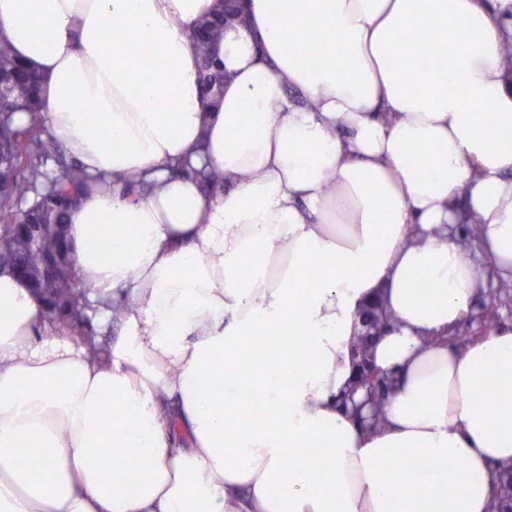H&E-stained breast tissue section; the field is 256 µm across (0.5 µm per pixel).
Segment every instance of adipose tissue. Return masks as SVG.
Wrapping results in <instances>:
<instances>
[{
    "label": "adipose tissue",
    "mask_w": 512,
    "mask_h": 512,
    "mask_svg": "<svg viewBox=\"0 0 512 512\" xmlns=\"http://www.w3.org/2000/svg\"><path fill=\"white\" fill-rule=\"evenodd\" d=\"M217 2L0 0L96 180L67 228L115 332L90 362L0 268V512H490L512 328L448 331L512 279V0H246L211 111L192 33ZM196 153L223 192L173 172ZM373 303L377 426L340 402Z\"/></svg>",
    "instance_id": "1"
}]
</instances>
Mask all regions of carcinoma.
<instances>
[{
  "label": "carcinoma",
  "instance_id": "1",
  "mask_svg": "<svg viewBox=\"0 0 512 512\" xmlns=\"http://www.w3.org/2000/svg\"><path fill=\"white\" fill-rule=\"evenodd\" d=\"M222 27L221 14L202 23L193 35L200 79H212L215 89L224 82V68L212 57L210 36ZM0 75L18 93L16 97L0 98V264L29 287L39 289L55 306V310L46 312L52 326L83 345L90 358L101 361L106 350L87 339V324L79 313L88 302V288L79 281L73 265H67L55 276L43 275L45 258L61 248L59 237L49 230L36 246H24L19 239L23 224L63 223L67 205L80 201L91 186L90 178L76 164H63L51 176L41 169L42 158L50 147V142L43 139L38 113L34 112L42 76L18 61L3 40ZM20 109L31 110L25 124L15 119ZM174 170L196 178L207 191L224 186V171L218 167L205 164L197 168L186 159Z\"/></svg>",
  "mask_w": 512,
  "mask_h": 512
}]
</instances>
